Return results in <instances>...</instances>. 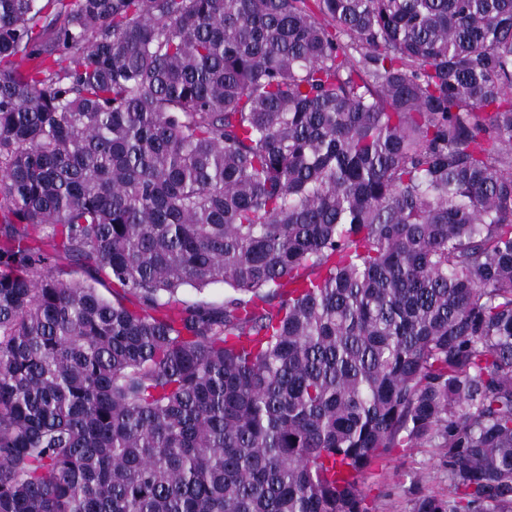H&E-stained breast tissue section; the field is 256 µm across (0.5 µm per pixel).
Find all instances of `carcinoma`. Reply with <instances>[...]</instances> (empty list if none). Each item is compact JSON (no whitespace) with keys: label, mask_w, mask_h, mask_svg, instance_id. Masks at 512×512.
Returning a JSON list of instances; mask_svg holds the SVG:
<instances>
[{"label":"carcinoma","mask_w":512,"mask_h":512,"mask_svg":"<svg viewBox=\"0 0 512 512\" xmlns=\"http://www.w3.org/2000/svg\"><path fill=\"white\" fill-rule=\"evenodd\" d=\"M408 448L512 512V0H0V512H371Z\"/></svg>","instance_id":"cac0c4a2"}]
</instances>
